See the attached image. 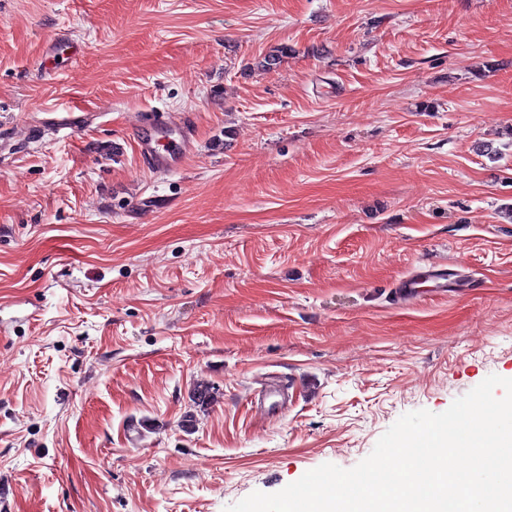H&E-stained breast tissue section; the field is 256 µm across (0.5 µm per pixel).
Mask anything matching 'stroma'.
<instances>
[{
    "label": "stroma",
    "mask_w": 512,
    "mask_h": 512,
    "mask_svg": "<svg viewBox=\"0 0 512 512\" xmlns=\"http://www.w3.org/2000/svg\"><path fill=\"white\" fill-rule=\"evenodd\" d=\"M431 263L460 288L397 300ZM492 374L512 0H0V512H224ZM173 128L179 130L180 135L181 150L177 153L159 148V141ZM140 147L141 155L156 172L170 171L180 165L181 151L185 153L190 150V132L183 127L175 126L174 122L168 121L162 116L155 121L153 134L146 139H142ZM277 395H279L277 385L265 384L259 388L257 393L253 394V397L251 398V405L264 411L268 417L279 419L283 415L282 405H280L279 401L276 400L267 403L271 397Z\"/></svg>",
    "instance_id": "1"
}]
</instances>
